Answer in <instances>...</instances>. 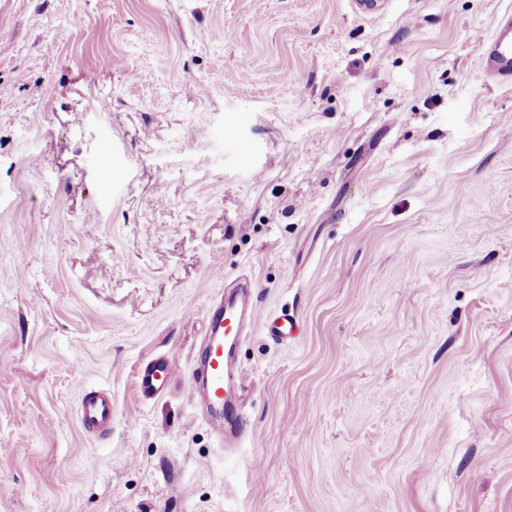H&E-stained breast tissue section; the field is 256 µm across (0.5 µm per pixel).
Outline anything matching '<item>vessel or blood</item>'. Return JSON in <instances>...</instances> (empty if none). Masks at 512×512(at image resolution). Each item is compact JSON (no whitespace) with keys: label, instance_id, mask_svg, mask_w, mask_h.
Wrapping results in <instances>:
<instances>
[{"label":"vessel or blood","instance_id":"vessel-or-blood-1","mask_svg":"<svg viewBox=\"0 0 512 512\" xmlns=\"http://www.w3.org/2000/svg\"><path fill=\"white\" fill-rule=\"evenodd\" d=\"M478 49L487 75L494 80L512 79V15H503L491 38L480 40ZM207 333L194 359L203 367L202 386L188 384V394L204 389L210 412L207 420L225 445L240 437L243 413L238 394L244 371L234 361L233 351L242 332V312L235 302L211 305L206 312ZM175 367L166 357L144 363L138 371V391L151 400L168 393ZM79 420L85 432L97 433L112 426V395L105 390L82 392Z\"/></svg>","mask_w":512,"mask_h":512}]
</instances>
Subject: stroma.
Here are the masks:
<instances>
[{"label": "stroma", "instance_id": "obj_1", "mask_svg": "<svg viewBox=\"0 0 512 512\" xmlns=\"http://www.w3.org/2000/svg\"><path fill=\"white\" fill-rule=\"evenodd\" d=\"M511 9L0 0V512H512ZM239 287L228 448L183 387ZM478 49L487 75L494 80L512 78V15L499 20L491 38L481 39ZM174 374L175 367L168 357H157L144 363L137 378L140 397L151 400L167 394ZM79 420L86 433H97L112 427V394L105 390L82 391Z\"/></svg>", "mask_w": 512, "mask_h": 512}]
</instances>
